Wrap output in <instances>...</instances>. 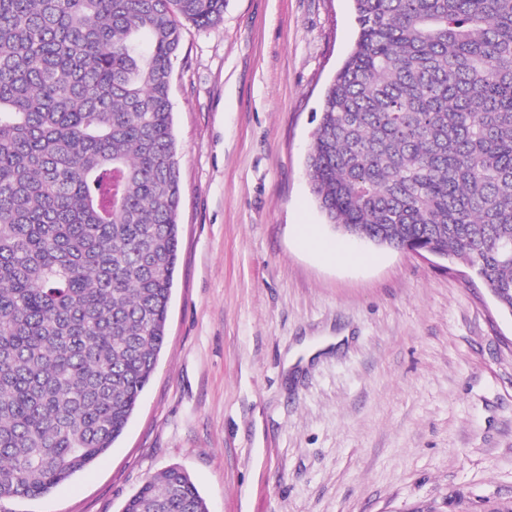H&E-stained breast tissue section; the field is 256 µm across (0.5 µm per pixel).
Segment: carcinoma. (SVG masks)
I'll list each match as a JSON object with an SVG mask.
<instances>
[{
  "instance_id": "carcinoma-1",
  "label": "carcinoma",
  "mask_w": 512,
  "mask_h": 512,
  "mask_svg": "<svg viewBox=\"0 0 512 512\" xmlns=\"http://www.w3.org/2000/svg\"><path fill=\"white\" fill-rule=\"evenodd\" d=\"M306 165L331 230L463 263L512 316V0H353ZM224 0H0V502L123 434L166 338L179 245L176 17ZM123 512H208L188 473Z\"/></svg>"
}]
</instances>
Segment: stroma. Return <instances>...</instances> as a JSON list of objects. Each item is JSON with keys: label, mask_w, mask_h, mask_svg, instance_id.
I'll list each match as a JSON object with an SVG mask.
<instances>
[{"label": "stroma", "mask_w": 512, "mask_h": 512, "mask_svg": "<svg viewBox=\"0 0 512 512\" xmlns=\"http://www.w3.org/2000/svg\"><path fill=\"white\" fill-rule=\"evenodd\" d=\"M171 76L179 248L125 432L0 512H122L183 467L209 512H491L512 502V317L462 265L331 232L306 156L352 0H224Z\"/></svg>", "instance_id": "35a3bbf8"}]
</instances>
